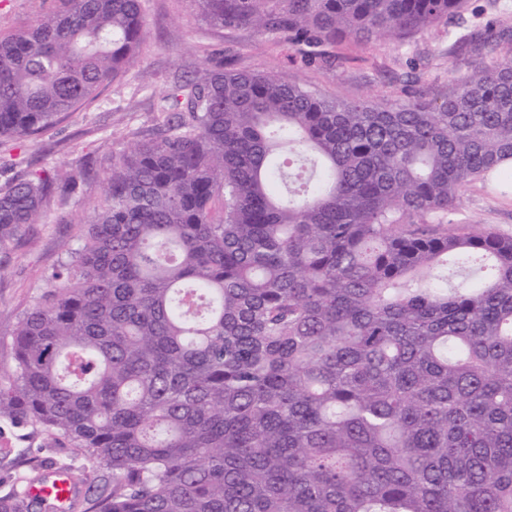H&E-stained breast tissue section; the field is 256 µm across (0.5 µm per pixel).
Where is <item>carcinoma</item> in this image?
I'll return each instance as SVG.
<instances>
[{
  "instance_id": "1",
  "label": "carcinoma",
  "mask_w": 512,
  "mask_h": 512,
  "mask_svg": "<svg viewBox=\"0 0 512 512\" xmlns=\"http://www.w3.org/2000/svg\"><path fill=\"white\" fill-rule=\"evenodd\" d=\"M44 2L0 31L1 150L146 37L141 0ZM192 3L327 62L464 0ZM451 82L388 106L218 57L173 83L0 362V419L101 472L85 512H512V236L448 227L470 185L512 178V55ZM80 179L0 187V251ZM48 479L24 467L0 512H47L27 490Z\"/></svg>"
}]
</instances>
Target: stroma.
<instances>
[{"instance_id": "35a3bbf8", "label": "stroma", "mask_w": 512, "mask_h": 512, "mask_svg": "<svg viewBox=\"0 0 512 512\" xmlns=\"http://www.w3.org/2000/svg\"><path fill=\"white\" fill-rule=\"evenodd\" d=\"M146 41L127 76L109 84L82 111L63 118L39 138L12 153L13 170L74 171L83 174L79 192L66 202H51L42 223L6 251H0V361L10 362L8 338L22 310L33 306L44 289L42 275L80 244L104 198V179L113 152L142 140L162 121L159 106L174 76H193L208 59L223 54L240 70L272 73L320 93L348 99L373 98L398 104L423 93L443 101L450 75H470L492 58L512 49V0H467L454 35L429 30L402 42L381 37L370 42L343 41L329 63H306L283 35L250 27L207 24L189 0H142ZM494 21L497 42L482 38L486 21ZM450 220L490 227L512 236V188L476 183L462 196ZM36 458L47 469L89 470L77 449L63 440L29 436L0 419V496L19 487L13 461L19 454Z\"/></svg>"}]
</instances>
